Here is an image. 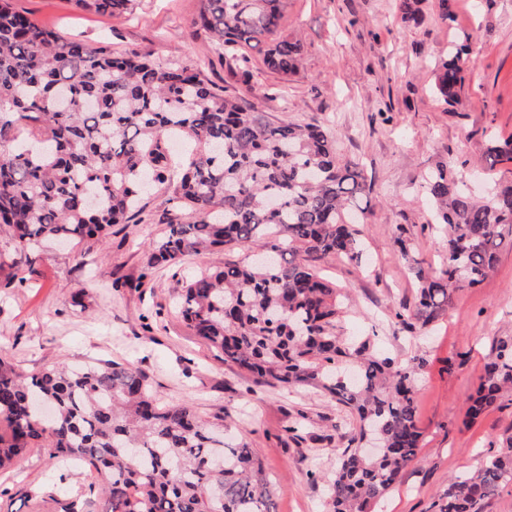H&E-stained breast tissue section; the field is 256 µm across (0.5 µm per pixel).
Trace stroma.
<instances>
[{"mask_svg": "<svg viewBox=\"0 0 512 512\" xmlns=\"http://www.w3.org/2000/svg\"><path fill=\"white\" fill-rule=\"evenodd\" d=\"M12 3L63 36L194 65L226 94L248 93L272 119L325 124L339 152L363 166L373 183L360 226L368 260L319 264L341 290L339 330L376 335L389 355L426 359L416 380L422 446L372 512H430L450 477L498 455V442L512 435V404L471 424L465 410L494 341L512 336V248L500 251L479 287L454 294L432 330L410 333L393 313L413 300L416 282L393 239L404 234L411 255L438 272L446 239L432 230L420 187L433 163H448L479 191L512 181L511 163L491 169L485 160L490 137L512 136V0H453V22L428 9L417 25L393 22L397 0H288L281 33L301 40L299 67L286 77L253 54L259 75L250 89L196 34L200 0H135L117 19L70 0ZM462 36L473 72L451 108L431 95L430 67ZM143 204L141 223L114 226L103 243H47L32 265L0 267V354L26 374L58 364H132L162 402L223 416L228 438L262 459L276 512H325L322 477L336 467L350 417L319 390L256 385L187 329L171 269L146 268L151 245L167 231L168 195L155 189ZM89 480L83 465L59 468L42 449H29L0 470V512H58L61 501L102 512L101 500L85 492Z\"/></svg>", "mask_w": 512, "mask_h": 512, "instance_id": "1", "label": "stroma"}]
</instances>
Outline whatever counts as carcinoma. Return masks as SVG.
Segmentation results:
<instances>
[{"instance_id": "cac0c4a2", "label": "carcinoma", "mask_w": 512, "mask_h": 512, "mask_svg": "<svg viewBox=\"0 0 512 512\" xmlns=\"http://www.w3.org/2000/svg\"><path fill=\"white\" fill-rule=\"evenodd\" d=\"M72 2L118 18L135 0ZM286 2L201 0L193 24L245 78L253 77L251 50L287 76L301 44L280 35ZM420 2L399 0L400 19L420 21ZM469 70L467 45L451 44L432 92L459 104ZM180 136L194 150L178 166L169 141ZM485 156L491 170L512 162V140L491 141ZM153 184L174 213L147 269L219 247L266 251L189 276L178 309L194 335L255 382L311 386L350 413L355 427L326 476L328 512H369L420 448L414 375L426 360L402 362L368 338L349 344L336 333L338 291L315 262H362L353 212L371 190L363 171L341 158L322 124L273 121L187 64L65 38L0 0V235L29 264L45 241L102 243L112 225L135 222ZM421 188L447 247L439 274L409 266L417 291L395 318L410 332L436 322L457 290L480 285L512 247V183L480 199L438 164ZM185 211L193 223L181 221ZM508 393L512 336L495 341L467 418ZM502 447L508 452L451 479L436 512H485L512 484V435ZM29 448L90 469L88 493L103 499L102 512H274L260 457L224 441V418L162 403L128 364L23 375L0 355V469Z\"/></svg>"}]
</instances>
